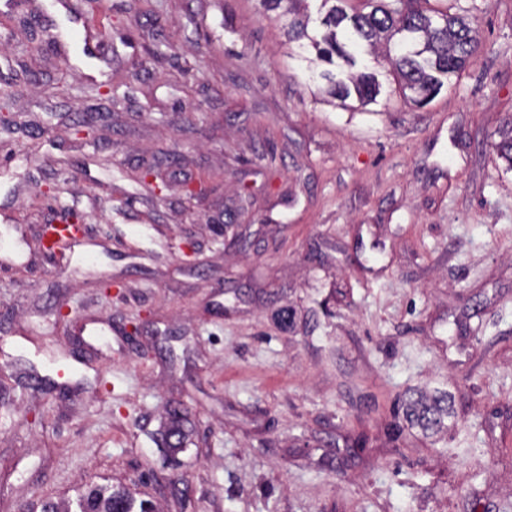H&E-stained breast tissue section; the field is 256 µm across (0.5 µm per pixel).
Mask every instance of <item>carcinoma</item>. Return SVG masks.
<instances>
[{"label": "carcinoma", "instance_id": "cac0c4a2", "mask_svg": "<svg viewBox=\"0 0 512 512\" xmlns=\"http://www.w3.org/2000/svg\"><path fill=\"white\" fill-rule=\"evenodd\" d=\"M284 25L288 41L311 47L317 58L338 65L340 72L305 75L327 84V93L342 101L355 98L367 105L381 93L376 67L387 61L399 78L402 93L424 106L448 80L473 64L480 50L475 16L468 8L456 12L431 6V0H363L368 11L348 10L351 0H320L319 26L310 27L307 0H260ZM498 158L512 170V116L493 143ZM452 396L446 392L428 396L413 393L405 402V418L425 432L439 434L447 428ZM80 512H155L152 505L136 499L123 488L95 486L82 495Z\"/></svg>", "mask_w": 512, "mask_h": 512}]
</instances>
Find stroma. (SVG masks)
I'll return each mask as SVG.
<instances>
[{
	"label": "stroma",
	"mask_w": 512,
	"mask_h": 512,
	"mask_svg": "<svg viewBox=\"0 0 512 512\" xmlns=\"http://www.w3.org/2000/svg\"><path fill=\"white\" fill-rule=\"evenodd\" d=\"M475 4L461 77L419 108L384 74L363 108L258 0H70L93 59L48 0H0V512L106 484L160 512H512V0ZM71 211L79 243L39 251ZM416 388L451 394L447 434L405 421ZM499 140L493 143V149L498 158L506 164L507 170H512V115L508 117L498 132ZM61 224H44L43 225V234L45 235V240L47 242L57 240L59 235L56 233L57 229L63 225V228H66L68 233L72 236H81L84 232L85 224H83L82 218L74 211L67 213L64 217H62V221L59 222Z\"/></svg>",
	"instance_id": "1"
}]
</instances>
